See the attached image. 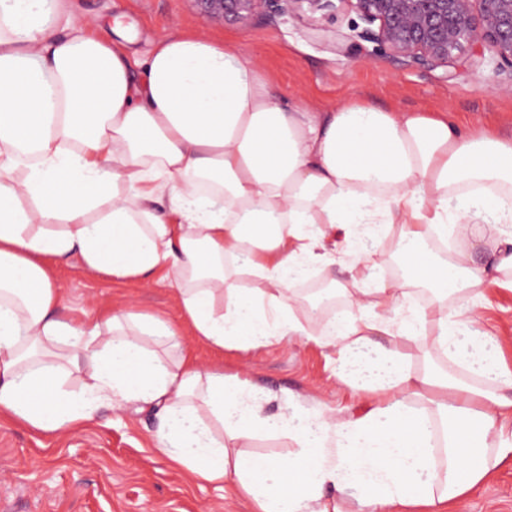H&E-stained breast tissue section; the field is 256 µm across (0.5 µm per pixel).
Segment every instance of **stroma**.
I'll list each match as a JSON object with an SVG mask.
<instances>
[{"label": "stroma", "instance_id": "obj_1", "mask_svg": "<svg viewBox=\"0 0 512 512\" xmlns=\"http://www.w3.org/2000/svg\"><path fill=\"white\" fill-rule=\"evenodd\" d=\"M92 17L98 34L123 35L129 51L146 53L159 37L200 32L256 54L281 97L333 108L365 95L396 111L447 112L460 123L490 125L512 137V92L491 54L470 57L459 75L406 69L360 39L356 14L335 17L275 14L249 27L205 22L191 0H72ZM70 313L93 321L103 310H142L163 316L178 331L181 348L201 367L223 365L269 391L266 409L284 412L289 399L321 405L343 420L358 413L357 391L337 381L334 353L315 342L275 340L266 347L217 352L183 322L175 290L155 275L140 281L95 277L71 266L55 271ZM480 327L496 334L502 366L512 373V290L499 287L479 308ZM159 422L151 410L99 406L91 420L61 435H37L0 419V512H251L232 479L195 482L170 466L156 447ZM453 512H512V464L457 500Z\"/></svg>", "mask_w": 512, "mask_h": 512}]
</instances>
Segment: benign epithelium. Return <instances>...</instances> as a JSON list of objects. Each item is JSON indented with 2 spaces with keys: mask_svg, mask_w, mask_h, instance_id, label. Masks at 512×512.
Segmentation results:
<instances>
[{
  "mask_svg": "<svg viewBox=\"0 0 512 512\" xmlns=\"http://www.w3.org/2000/svg\"><path fill=\"white\" fill-rule=\"evenodd\" d=\"M206 21L243 27L271 13L315 15L341 8L357 14L359 37L403 67L452 79L465 59L486 49L512 87V0H191Z\"/></svg>",
  "mask_w": 512,
  "mask_h": 512,
  "instance_id": "benign-epithelium-1",
  "label": "benign epithelium"
}]
</instances>
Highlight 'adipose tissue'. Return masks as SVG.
<instances>
[{
	"instance_id": "adipose-tissue-1",
	"label": "adipose tissue",
	"mask_w": 512,
	"mask_h": 512,
	"mask_svg": "<svg viewBox=\"0 0 512 512\" xmlns=\"http://www.w3.org/2000/svg\"><path fill=\"white\" fill-rule=\"evenodd\" d=\"M91 26L62 0H0V416L52 435L104 403L151 407L169 463L233 478L253 512H344L352 488L353 512H443L512 458V375L477 313L512 271V139L365 96L287 104L253 55L208 36L138 58ZM451 234L438 260L430 244ZM392 257L403 281H375ZM71 263L120 280L165 269L213 348L305 337L371 402L344 420L298 402L265 413L270 393L247 378L174 354L159 315L65 314L51 267ZM314 264L346 275L347 307L322 325L292 296ZM244 274L262 287L244 292ZM425 339L417 372L407 351ZM425 394L455 410L450 429L405 402ZM261 432L290 452L248 453Z\"/></svg>"
}]
</instances>
